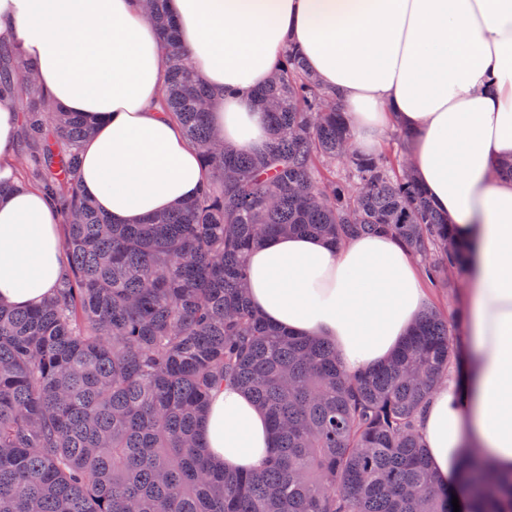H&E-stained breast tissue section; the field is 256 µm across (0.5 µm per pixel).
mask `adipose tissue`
Returning a JSON list of instances; mask_svg holds the SVG:
<instances>
[{
    "mask_svg": "<svg viewBox=\"0 0 512 512\" xmlns=\"http://www.w3.org/2000/svg\"><path fill=\"white\" fill-rule=\"evenodd\" d=\"M196 79L212 93L219 139L258 152L271 138L254 92L295 46L346 113L356 150L408 134L413 175L471 246L470 337L428 399L421 431L432 469L456 483L467 451L512 472V0H166ZM0 41L34 61L62 111L93 125L81 147L85 196L116 224L195 198V147L164 116L162 37L138 0H0ZM20 115L0 96V304L25 310L64 270L61 214L15 165ZM250 305L266 322L332 343L352 374L387 361L429 302L416 257L382 233L339 247L288 234L248 256ZM216 464L255 470L271 455L265 414L243 389L215 391L202 425Z\"/></svg>",
    "mask_w": 512,
    "mask_h": 512,
    "instance_id": "ef3b65f1",
    "label": "adipose tissue"
}]
</instances>
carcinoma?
<instances>
[{
	"mask_svg": "<svg viewBox=\"0 0 512 512\" xmlns=\"http://www.w3.org/2000/svg\"><path fill=\"white\" fill-rule=\"evenodd\" d=\"M162 30L163 111L206 172L200 195L140 224H114L80 191L90 124L52 109L17 49L0 42V92L19 91L40 152L24 170L64 219L66 264L31 311L0 306V512H453L418 423L455 358L454 324L429 308L394 356L351 375L334 347L267 324L246 295V256L275 235L339 245L385 232L432 281L468 261V244L404 162L405 136L378 157L352 147L346 115L290 50L256 95L273 130L259 154L220 142L207 89L162 0H141ZM246 390L274 453L255 473L204 452L209 398ZM467 512H512V475L469 456Z\"/></svg>",
	"mask_w": 512,
	"mask_h": 512,
	"instance_id": "cac0c4a2",
	"label": "carcinoma"
}]
</instances>
